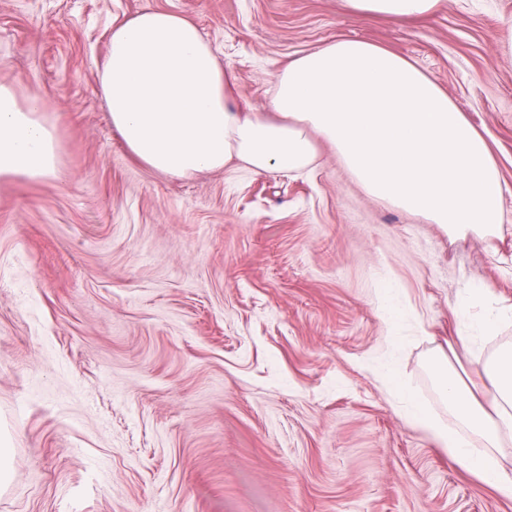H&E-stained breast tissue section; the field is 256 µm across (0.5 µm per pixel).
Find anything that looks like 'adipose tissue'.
Masks as SVG:
<instances>
[{"label":"adipose tissue","mask_w":512,"mask_h":512,"mask_svg":"<svg viewBox=\"0 0 512 512\" xmlns=\"http://www.w3.org/2000/svg\"><path fill=\"white\" fill-rule=\"evenodd\" d=\"M337 2L355 15L406 22L431 15L440 0ZM98 77L113 128L151 170L189 179L236 160L257 174L301 171L316 162L320 137L376 199L456 230L491 233L503 222V183L487 140L438 83L381 45L339 38L291 60L273 87L272 120L230 102L212 48L174 11L145 10L113 26ZM47 110L45 100L20 99L0 84V180L57 176L60 143ZM506 318L489 289H465L457 339L471 346L470 326L491 335ZM432 370L455 426L408 392L406 419L512 500V471L494 454L512 436V344L485 361L487 393L450 377L446 360Z\"/></svg>","instance_id":"1"}]
</instances>
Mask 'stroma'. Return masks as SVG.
<instances>
[{"label":"stroma","mask_w":512,"mask_h":512,"mask_svg":"<svg viewBox=\"0 0 512 512\" xmlns=\"http://www.w3.org/2000/svg\"><path fill=\"white\" fill-rule=\"evenodd\" d=\"M190 18L233 101L265 116L288 61L345 37L436 81L487 139L503 239L376 200L319 143L300 173L191 179L137 163L98 67L113 24ZM512 0H441L417 23L337 0H0V83L50 103L57 177L0 181V512H512L454 466L381 374L453 422L428 370L465 288L512 306ZM395 290L397 320L380 308Z\"/></svg>","instance_id":"1"}]
</instances>
